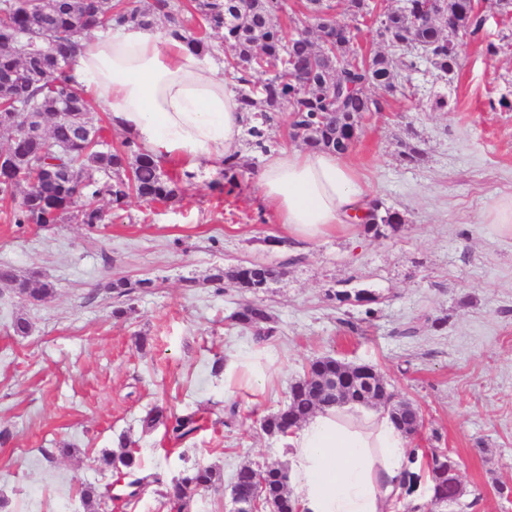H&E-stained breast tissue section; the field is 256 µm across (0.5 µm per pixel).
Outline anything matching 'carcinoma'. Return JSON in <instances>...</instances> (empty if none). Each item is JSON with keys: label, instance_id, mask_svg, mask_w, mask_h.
Listing matches in <instances>:
<instances>
[{"label": "carcinoma", "instance_id": "cac0c4a2", "mask_svg": "<svg viewBox=\"0 0 512 512\" xmlns=\"http://www.w3.org/2000/svg\"><path fill=\"white\" fill-rule=\"evenodd\" d=\"M472 0H448V19L459 32L476 34L482 20L474 14ZM425 0H406L403 7L385 13L379 20L377 36L399 51V56L382 53L359 55L354 50L359 28L348 30L347 37L337 45L344 57V66L336 70L325 58L326 48L319 34L334 22L333 6L326 0H303L300 14L288 15V0H152L147 5L120 6L112 0H48L43 12L28 13L9 0H0V101L8 117L0 119V130L12 141L20 136L23 120L19 110L29 109L41 118L44 137L26 142V153L37 155V161L14 180L0 182V197H19L11 212L13 224H34L45 228L50 224H103L105 211L98 206L101 198L120 208L126 200L137 196L146 202H175L182 198L179 180L166 174L162 162L129 140L112 142L109 127L97 125L100 142L86 149L75 143L74 124L87 120L93 109L81 92L74 88L68 73L80 53L79 38L107 26L133 24L148 26L156 19L200 54L212 53L211 35L221 38L225 71L242 74L245 83L238 95L240 110L256 112L262 120L268 114L288 107L293 125L302 131L291 132L309 148L343 155L351 148V129L359 128L365 115L385 111L387 96L404 92L398 82L401 71L413 70L426 59L439 74L446 75L457 65L458 54L450 45V31L440 24L420 20ZM196 13L205 27L201 33L188 27L183 12ZM286 15L294 33L288 34L280 22ZM318 38L311 39L310 30ZM53 43L50 54L32 57L26 52L24 38ZM266 74L268 78L252 81L244 73ZM67 99V111L73 121L58 118L62 99ZM71 146L74 153L62 156L57 146ZM56 162L71 170V178L60 183L40 180V166ZM241 164L234 157L224 158V180L228 191L237 186ZM366 232L375 236L386 227L392 229L404 223L399 212L378 200L367 204L358 217ZM273 268L260 264L235 267L231 278L243 289L253 291L254 279L270 280ZM0 282L8 283L14 292L28 301H40L53 292L48 281L21 277L8 267L0 268ZM153 287L149 279L135 284L117 280L110 285L117 297L135 290ZM232 320L242 328L252 329L264 341L273 335L267 326L271 318L266 309L255 302L240 305ZM353 365L325 356L313 360L289 389L286 403L277 412L265 417L263 430L270 434H285L298 426L316 409L336 404V392L321 389V382L347 375ZM201 417L191 411L168 418L155 406L142 418L145 430L165 425V435L183 442L200 428ZM98 462L128 478V484L146 487L159 482L153 473H144L136 458L132 443L122 437L118 450L105 453ZM280 467H263L264 496L273 512H295L296 499L279 473ZM257 468L241 466L234 475L233 485L240 498L250 500L256 487ZM426 475L433 497L454 501V490L448 478L436 466L427 465ZM220 471L213 465L195 464L174 477L162 496L169 512H187L188 504L200 490L222 486ZM105 493L93 486L80 492V500L90 512L102 501Z\"/></svg>", "mask_w": 512, "mask_h": 512}]
</instances>
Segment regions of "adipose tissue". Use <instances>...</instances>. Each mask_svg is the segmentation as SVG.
I'll use <instances>...</instances> for the list:
<instances>
[{"label":"adipose tissue","mask_w":512,"mask_h":512,"mask_svg":"<svg viewBox=\"0 0 512 512\" xmlns=\"http://www.w3.org/2000/svg\"><path fill=\"white\" fill-rule=\"evenodd\" d=\"M70 72L114 131L155 159L187 167L223 164L236 154L245 115L216 64L156 26L93 32ZM262 203L295 239L312 241L363 214L369 192L354 168L328 151L284 148L258 177ZM276 374L269 354L224 363V380L265 387ZM291 484L301 512H397L414 450L382 411L349 403L325 407L288 437Z\"/></svg>","instance_id":"1"}]
</instances>
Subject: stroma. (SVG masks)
I'll return each mask as SVG.
<instances>
[{
	"mask_svg": "<svg viewBox=\"0 0 512 512\" xmlns=\"http://www.w3.org/2000/svg\"><path fill=\"white\" fill-rule=\"evenodd\" d=\"M484 17L454 70L421 64L411 95L365 117L347 154L372 198L403 216L397 231L376 237L351 223L312 242L288 237L260 203L264 152L248 133L231 192L223 168L203 164L183 177L182 201L133 197L103 224L46 229L9 223L14 202L0 198V266L54 287L31 305L0 284V512H84L81 487L111 483L97 459L123 436L163 482L194 462L219 466L226 483L247 463L287 466L286 439L261 421L322 356L371 365L421 409L410 445L457 460L480 496L469 512H512V237L491 220L512 195V17ZM436 94L447 110L427 108ZM410 144L422 150L414 163L403 158ZM250 262L282 274L256 296L209 280ZM145 278L150 292L120 303L107 289ZM340 290L374 301L342 303ZM255 298L276 329L278 375L262 390L228 388L212 364L257 349L231 320ZM19 313L28 335L12 331ZM233 403L237 416L223 418ZM153 406L200 410L207 426L167 450L162 429L139 425Z\"/></svg>",
	"mask_w": 512,
	"mask_h": 512,
	"instance_id": "35a3bbf8",
	"label": "stroma"
}]
</instances>
